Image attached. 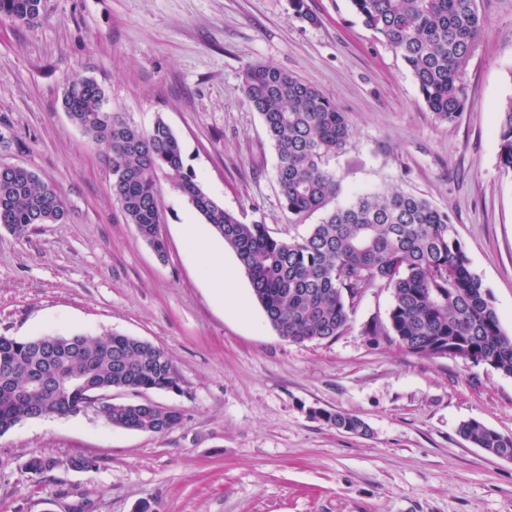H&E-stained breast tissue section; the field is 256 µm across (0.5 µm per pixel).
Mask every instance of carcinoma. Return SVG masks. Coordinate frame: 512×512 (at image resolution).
<instances>
[{"mask_svg": "<svg viewBox=\"0 0 512 512\" xmlns=\"http://www.w3.org/2000/svg\"><path fill=\"white\" fill-rule=\"evenodd\" d=\"M362 23L398 54L435 118L455 121L464 111L467 62L479 46L485 18L476 0H351ZM41 0H0V17L35 21ZM242 91L258 112L276 155L283 207L302 218L322 211L321 222L301 238L272 236L267 225L243 222L204 189L185 164L181 143L161 119L142 128L103 110L104 92L92 78L72 77L64 92L71 120L107 146L113 195L128 223L159 256V176L187 198L204 223L236 254L252 295L272 328L293 343L332 340L349 321L354 301L368 288L392 290L387 322L364 333L385 336L420 356L452 355L512 376V335L482 280L469 268L448 212L401 191L363 192L336 205L339 192L329 162L349 142V121L317 87L264 63L248 65ZM499 163L512 173V98L500 111ZM66 204L57 188L32 171L0 165V227L22 236L34 224L59 222ZM52 335L28 340L0 336V434L17 424L82 410L87 394L108 388L132 392L180 388L169 354L131 336ZM33 374H60L77 383L64 392L31 389ZM315 416L346 433L365 436L369 426L343 412ZM111 425L161 434L180 413L150 403H114L103 415ZM460 433L492 455L512 458V436L484 423L464 422ZM55 457H30L25 466L41 476Z\"/></svg>", "mask_w": 512, "mask_h": 512, "instance_id": "1", "label": "carcinoma"}]
</instances>
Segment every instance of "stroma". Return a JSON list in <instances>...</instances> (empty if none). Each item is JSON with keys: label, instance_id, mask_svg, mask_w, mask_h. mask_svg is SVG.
Here are the masks:
<instances>
[{"label": "stroma", "instance_id": "1", "mask_svg": "<svg viewBox=\"0 0 512 512\" xmlns=\"http://www.w3.org/2000/svg\"><path fill=\"white\" fill-rule=\"evenodd\" d=\"M42 0L39 19L0 18V163L50 182L63 221L18 238L0 229V336H133L166 350L179 391L116 389V402L177 410L169 432L108 424L93 410L0 435V512H512V460L459 434L476 419L512 436V376L421 357L364 333L392 294L370 288L331 341L293 344L268 323L232 249L236 306L210 286L184 227L209 225L160 181L166 244L157 255L128 224L105 147L63 107L67 82L96 80L104 108L144 128L163 119L205 190L245 223L305 236L321 213L289 221L276 152L247 103L242 73L269 63L347 114L352 138L331 159L339 201L397 189L448 212L470 269L512 334V175L499 166L501 106L512 98V0H477L486 19L465 73L466 108L435 120L401 58L350 0ZM341 411L370 433L316 418ZM62 465L36 476L24 463ZM92 459L73 471L63 462Z\"/></svg>", "mask_w": 512, "mask_h": 512}]
</instances>
